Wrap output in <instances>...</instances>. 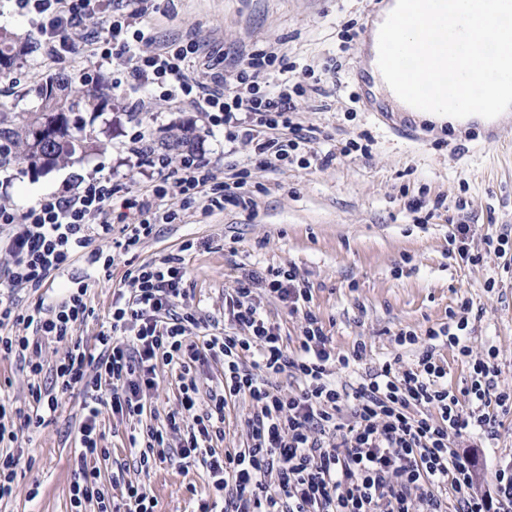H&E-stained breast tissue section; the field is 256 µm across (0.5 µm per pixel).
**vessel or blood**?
<instances>
[{"mask_svg": "<svg viewBox=\"0 0 512 512\" xmlns=\"http://www.w3.org/2000/svg\"><path fill=\"white\" fill-rule=\"evenodd\" d=\"M410 9L395 16L391 21L392 29H400L407 22L433 16L442 10L441 0H410ZM488 16L500 27L503 33L512 35V11L504 7L502 0H481ZM422 46L406 50L398 49L393 42L384 41L379 46L381 65L390 70L398 79L403 92L417 105L430 106L438 94H445L449 106L459 108L474 98H483L488 111H499L497 99L487 96L488 86L502 87L512 84V78L502 67H494L484 77L474 76L463 60H456L453 65L439 71L433 83L415 84L412 73L422 62Z\"/></svg>", "mask_w": 512, "mask_h": 512, "instance_id": "vessel-or-blood-1", "label": "vessel or blood"}]
</instances>
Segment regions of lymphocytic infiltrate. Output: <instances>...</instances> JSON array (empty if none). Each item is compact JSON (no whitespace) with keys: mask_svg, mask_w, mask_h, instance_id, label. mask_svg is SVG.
I'll use <instances>...</instances> for the list:
<instances>
[{"mask_svg":"<svg viewBox=\"0 0 512 512\" xmlns=\"http://www.w3.org/2000/svg\"><path fill=\"white\" fill-rule=\"evenodd\" d=\"M34 14L46 53L54 58L82 55L114 74H130L160 100L205 113L224 132V144H252L267 167L278 168L307 148L312 138L293 120L303 75L272 79L276 51L249 52L235 70L215 69L212 53L197 40L156 44L146 16L153 0H17ZM270 87H261V80ZM131 142L152 175L149 185L112 212L111 179L48 195L24 212L0 205V358L21 360L27 370L31 409L14 406L0 390V500L12 497L21 458L12 451L20 430L43 425L60 396L78 394L83 421L74 448L70 512H154L156 503L129 483L114 500L90 461L102 455L104 413L138 422L128 442L143 471L176 458L206 473L199 512H489L485 496L472 493L469 460L448 446L450 432L474 430L491 421V411L512 412V389L497 388V367L471 357L459 333L466 329L461 302L446 325L429 328L428 340L471 358L470 381L461 392L448 387V372L424 351L416 366L400 370L385 362L356 388L332 380V366L351 371L361 349L336 355L323 325L311 310L310 289L296 268H268L236 279L224 294V315L232 328L217 332L195 313L184 311L187 271L181 257L168 255L126 271L113 294L111 324L87 346L75 330L92 309L83 277L71 275L77 257L90 253L93 265L109 269L120 255L136 250L156 225L172 224L177 211L161 207L170 189L185 200L202 199L206 212L246 205L243 180L217 181L207 163L187 159L173 165L153 151L145 131ZM108 240L111 250L92 249ZM61 283L63 294L27 312H17L12 291L40 290ZM300 316L295 348L255 297L256 290ZM60 345L52 367L42 360L44 343ZM223 363L214 385H202L198 369L206 360ZM53 375L42 388L43 371ZM169 371L178 386L176 404L165 414L166 429L145 423L147 402L158 391V375ZM289 372L298 381L286 392L274 377ZM249 401L244 419L247 445L218 449L226 410L233 400ZM177 434L170 442L169 434ZM457 494L449 507V494ZM421 510H414V503Z\"/></svg>","mask_w":512,"mask_h":512,"instance_id":"f902f5d3","label":"lymphocytic infiltrate"}]
</instances>
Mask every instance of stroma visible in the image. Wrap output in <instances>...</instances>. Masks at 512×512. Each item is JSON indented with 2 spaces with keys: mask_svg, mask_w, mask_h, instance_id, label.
Instances as JSON below:
<instances>
[{
  "mask_svg": "<svg viewBox=\"0 0 512 512\" xmlns=\"http://www.w3.org/2000/svg\"><path fill=\"white\" fill-rule=\"evenodd\" d=\"M373 8L372 0H156L149 16L161 40L191 35L232 58L246 47L271 45L288 66L313 69L323 88L299 97L294 120L319 132L312 151H337L330 165L314 159L270 170L248 143L225 156L222 129L210 126L202 113L176 111L155 100L133 116L135 95L127 82L113 89L111 110L96 118L95 146L69 165L34 178L0 157V204L19 211L81 177L111 179L112 211L120 213L123 199L150 182L148 167L128 151L140 123L157 141L193 122L201 135L196 154L218 179L228 177L232 163L243 174L250 208L228 205L206 214L194 204L182 223L159 226L128 258L96 274L87 291L93 313L77 328L79 338L90 343L100 332L128 263L181 255L193 306L218 320L224 317L225 289L242 273L292 266L310 288L311 308L336 354L363 346L357 375L393 358L401 368L414 366L426 343L397 345L398 331L422 336L447 323L449 311L466 299L463 335L473 357L493 359L499 386L512 388V268L494 247L501 237L512 239V122L491 137L475 124L456 130L410 112L383 117L367 111L360 100L369 85L360 71L364 39L345 42L344 31L350 23L364 30ZM336 59L342 67L329 73ZM84 66L77 55L55 60L42 51L34 54L12 80L0 81V110L32 108L49 74L62 70L77 79ZM362 131L372 137L369 154L340 156L345 142ZM417 198L439 205L423 224L408 208ZM458 224L469 225V248L480 263H457L451 253L448 236ZM79 422V399L66 396L32 438L21 439L25 463L0 512H69ZM104 429L109 456L96 462L104 482L118 470L124 480L145 485L155 512H195L205 487L201 469L172 461L141 473L127 447L131 422L108 414ZM449 443L473 462L474 492L489 493L497 466L512 458V413L451 436ZM34 487L40 496L32 500L28 492Z\"/></svg>",
  "mask_w": 512,
  "mask_h": 512,
  "instance_id": "stroma-1",
  "label": "stroma"
}]
</instances>
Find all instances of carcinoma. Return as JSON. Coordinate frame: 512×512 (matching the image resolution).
Returning a JSON list of instances; mask_svg holds the SVG:
<instances>
[{
	"mask_svg": "<svg viewBox=\"0 0 512 512\" xmlns=\"http://www.w3.org/2000/svg\"><path fill=\"white\" fill-rule=\"evenodd\" d=\"M37 51L36 43L0 27V77L11 75ZM37 97L38 105L29 112L0 110V140L23 172L34 177L84 154L93 143V135L86 131L83 113L94 117L112 107V94L105 81L83 90L64 72L49 76ZM196 139L195 127L184 124L180 133L162 139L161 145L178 154L193 149Z\"/></svg>",
	"mask_w": 512,
	"mask_h": 512,
	"instance_id": "1",
	"label": "carcinoma"
}]
</instances>
